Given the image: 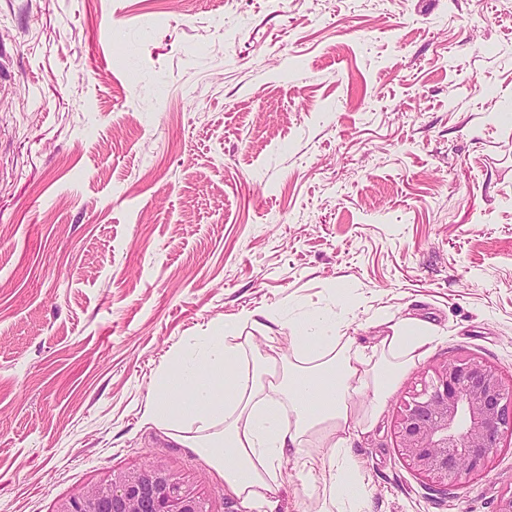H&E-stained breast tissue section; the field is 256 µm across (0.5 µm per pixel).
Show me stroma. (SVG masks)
<instances>
[{
    "label": "stroma",
    "mask_w": 512,
    "mask_h": 512,
    "mask_svg": "<svg viewBox=\"0 0 512 512\" xmlns=\"http://www.w3.org/2000/svg\"><path fill=\"white\" fill-rule=\"evenodd\" d=\"M313 315L432 337L351 444L365 512H495L512 447L443 498L391 419L458 352L512 377V0H0V512L154 456L323 512L304 455L251 504L143 418L219 323L287 356Z\"/></svg>",
    "instance_id": "stroma-1"
}]
</instances>
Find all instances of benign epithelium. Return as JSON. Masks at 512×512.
Segmentation results:
<instances>
[{"label":"benign epithelium","mask_w":512,"mask_h":512,"mask_svg":"<svg viewBox=\"0 0 512 512\" xmlns=\"http://www.w3.org/2000/svg\"><path fill=\"white\" fill-rule=\"evenodd\" d=\"M400 455L432 492L448 493L485 472L512 439V379L466 352L430 368L393 417ZM55 512H206L163 460L102 478Z\"/></svg>","instance_id":"benign-epithelium-1"}]
</instances>
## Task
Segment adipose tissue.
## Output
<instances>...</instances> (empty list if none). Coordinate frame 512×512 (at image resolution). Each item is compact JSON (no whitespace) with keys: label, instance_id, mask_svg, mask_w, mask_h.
Listing matches in <instances>:
<instances>
[{"label":"adipose tissue","instance_id":"obj_1","mask_svg":"<svg viewBox=\"0 0 512 512\" xmlns=\"http://www.w3.org/2000/svg\"><path fill=\"white\" fill-rule=\"evenodd\" d=\"M294 362L257 358L230 327L176 354L155 377L144 417L180 445L206 458L226 487L248 501H268L288 456L317 437L327 457L308 455L309 472L326 470L325 492L338 512H363L351 475V421L379 417L396 379L431 338L413 321L392 327L377 360L354 350L336 322L321 316L294 326ZM371 399L358 410L356 395Z\"/></svg>","mask_w":512,"mask_h":512}]
</instances>
